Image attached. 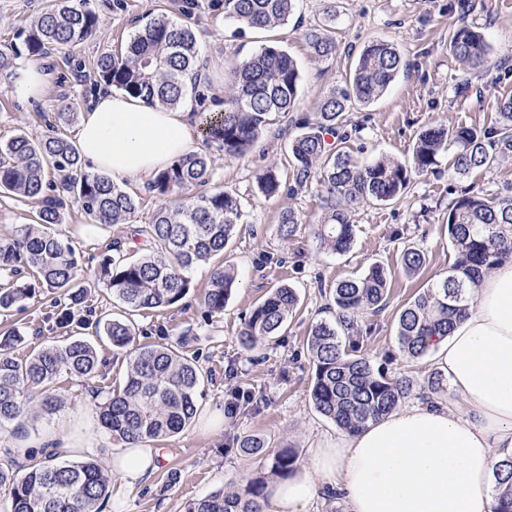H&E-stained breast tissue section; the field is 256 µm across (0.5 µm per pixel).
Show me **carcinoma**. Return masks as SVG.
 <instances>
[{"mask_svg": "<svg viewBox=\"0 0 512 512\" xmlns=\"http://www.w3.org/2000/svg\"><path fill=\"white\" fill-rule=\"evenodd\" d=\"M296 0H224V18L253 30H269L288 24ZM98 17L86 0H53L20 33L22 41L0 47V77L9 76L21 58L38 60L50 51L95 35ZM305 42L317 58L336 53L330 26L306 30ZM452 57L472 69L488 64L489 45L476 27L461 23L448 30ZM203 67L201 50L191 24L161 14L135 31L125 53H110L97 61L93 86L115 88L142 99L148 105L174 107L197 83ZM403 67V56L393 43L377 41L357 56L346 87L334 89L324 99L316 121L305 123L289 144L296 165V187H304L313 170L320 169L319 182L324 213L314 227L319 247L331 252L350 248L355 225L351 209L370 201L401 198L416 176L433 172L438 156L454 148L453 174L466 176L475 169H490L512 155V95L493 103L496 125L479 129L448 128L441 124L422 130L409 162L381 156L359 166L349 152L332 149L330 135L345 143L343 116L350 104L368 105L378 100ZM301 82L297 62L284 50L266 46L244 58L229 72L224 91V109L206 120V140L222 145L227 155L243 153L259 137L274 114L294 107ZM77 113L56 112L48 132H27L0 142V194L31 201L37 211L34 223L25 224L17 235L0 243V311L21 310L35 288L61 291L56 323L61 328L87 325L75 316L84 302L73 289L84 272L82 261L54 226L61 223L63 197L75 199L94 223L103 226L127 224L140 201L112 182L105 174L88 171L75 147L59 133ZM210 157L188 153L159 172L147 189L163 200L146 224L132 230L141 254L132 255L120 241L108 244L94 277L112 299L132 313L168 308L183 300L191 288L195 265L224 255L243 211L232 192L214 191L182 196L178 191L205 186L212 179ZM267 196L281 192L285 184L271 165L257 177ZM299 219L288 209L281 213L279 232L287 240L295 235ZM448 238L455 261L448 274L406 304L397 323L400 351L412 360L430 354L429 340L446 336L476 299L482 275L512 258V192L488 196L463 188L448 206ZM406 271L416 273L426 264L425 254L404 249ZM232 269L217 266L204 304L211 314L224 311L235 288ZM336 320L315 324L307 339L314 365L310 397L316 411L340 429L354 432L368 421L392 411L415 391L414 382L395 377L359 354L361 329L357 317L382 310L388 298V274L374 264L361 276L338 281L332 291ZM297 305L295 291L282 285L254 307L244 324L241 344L250 350L261 339L278 335ZM95 329L118 349L127 347L136 334L129 318L104 314ZM98 365L93 346L81 339L19 358L11 352V339H0V428L19 420L34 395L44 406L56 400L55 384L61 372L89 379ZM204 374L197 361L168 345H143L129 354L123 388L98 404L101 425L125 443L141 444L173 438L197 415V394ZM236 447L249 457L264 458L267 440L256 434L238 438ZM298 462L297 452L283 448L272 456L271 471L290 474ZM499 479L507 484L496 512H512V457L497 466ZM110 475L92 459L56 462L48 456L29 459L26 465L0 466V512H103ZM266 477L251 478L242 492H217L191 502L185 512H261Z\"/></svg>", "mask_w": 512, "mask_h": 512, "instance_id": "1", "label": "carcinoma"}]
</instances>
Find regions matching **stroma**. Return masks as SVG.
Wrapping results in <instances>:
<instances>
[{"mask_svg":"<svg viewBox=\"0 0 512 512\" xmlns=\"http://www.w3.org/2000/svg\"><path fill=\"white\" fill-rule=\"evenodd\" d=\"M89 3L100 30L42 59L49 72L42 103L23 102L10 82H0V141L22 131L44 133L63 105L81 111L86 103L83 91L94 80L100 55L120 54L139 24L162 13L194 25L205 62L198 86L205 102L193 107L198 115L223 102L225 72L262 46L287 51L297 60L302 76L294 109L273 116L244 154L227 156L215 144L197 143V151L210 155L214 163L209 190L235 193L244 212L225 253L236 268L238 283L223 313L210 316L205 311L204 295L213 266L201 263L192 269L191 290L181 302L134 318V345H172L186 337V354L211 375L201 385L194 422L178 436L158 441L165 456L161 467L136 484L124 507V512H183L188 501L218 491L242 490L256 473H269V465L241 454L235 445L237 436H265L272 448L295 449L299 464L304 465L311 446L323 437L339 435V427L321 416L311 401L314 366L307 348L312 326L336 317L329 293L336 281L364 274L376 263L386 268L388 303L378 313L360 315L358 324L366 331L360 353L389 374L407 375L417 386H426L436 369L434 358L412 360L403 355L397 341L399 312L442 278L454 261L446 222L456 189L470 185L486 194L504 193L512 186V159L459 179L449 168L451 152L441 153L435 171L413 178L399 200L370 202L354 211V241L342 254L320 249L313 236L322 213L317 180H309L294 195L282 192L269 197L261 192L256 177L274 162L284 179L294 181L290 142L303 121L315 120L324 97L344 85L360 51L376 41L396 44L405 66L378 101L346 113L345 126L352 132L348 147L355 160L365 163L381 155L410 160L417 134L433 122L450 128L495 124L497 114L491 102L512 94V0H298L288 26L271 31L239 29L225 20L221 0ZM48 4L49 0H0V47L14 43ZM331 10L336 13L335 22L330 23L337 50L330 58L318 59L309 53L303 34L326 21ZM460 20L484 33L491 46L489 69H469L449 54L448 28ZM288 209L296 212L300 223L295 235L285 240L277 228L281 212ZM63 213L58 230L77 255L98 257L110 240H131V224L91 223L81 206L71 201L64 204ZM408 247L427 256L425 267L414 275L405 271L401 260ZM281 285L293 288L298 296L284 335L243 350L240 336L245 319L269 289ZM56 297V290H37L23 310L0 319V337L15 334L13 354L29 357L63 344L71 334L96 349L98 368L87 380L60 374L55 384L60 400L54 410H44L39 399H31L25 415L0 430V463L12 459L26 464L29 453L44 454L63 436L90 443L92 458L100 464L122 446L121 440L101 427L96 405L105 392L122 388L128 353L112 347L94 326L70 334L57 328ZM242 390L252 391L254 402L240 403L235 413H225L226 404Z\"/></svg>","mask_w":512,"mask_h":512,"instance_id":"stroma-1","label":"stroma"}]
</instances>
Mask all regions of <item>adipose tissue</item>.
<instances>
[{
	"label": "adipose tissue",
	"mask_w": 512,
	"mask_h": 512,
	"mask_svg": "<svg viewBox=\"0 0 512 512\" xmlns=\"http://www.w3.org/2000/svg\"><path fill=\"white\" fill-rule=\"evenodd\" d=\"M189 101L148 105L99 94L82 112L76 147L114 183L152 178L200 139ZM432 351L449 396L414 401L338 439L319 441L309 462L271 482L262 512H307L332 489L348 512H495V467L512 456V260L480 282L475 301ZM159 449H123L112 469L126 496L158 470Z\"/></svg>",
	"instance_id": "obj_1"
}]
</instances>
